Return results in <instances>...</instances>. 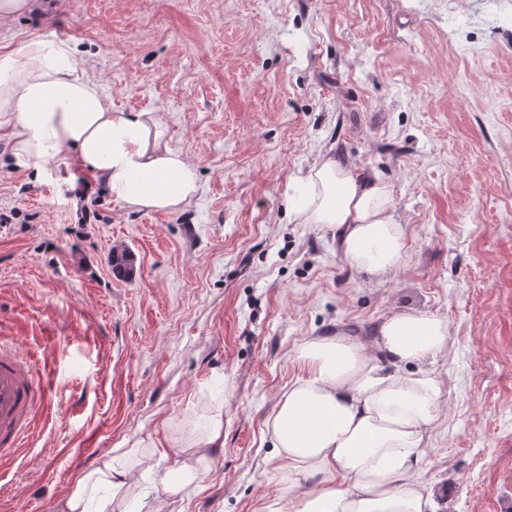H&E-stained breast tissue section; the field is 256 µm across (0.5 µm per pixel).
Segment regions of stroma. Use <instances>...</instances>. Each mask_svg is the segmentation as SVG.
<instances>
[{"label": "stroma", "instance_id": "35a3bbf8", "mask_svg": "<svg viewBox=\"0 0 512 512\" xmlns=\"http://www.w3.org/2000/svg\"><path fill=\"white\" fill-rule=\"evenodd\" d=\"M0 53L44 32L77 50L116 112H157L196 166L182 210L132 211L72 154L33 180L0 167V340L52 387L0 512H56L115 448L224 393V446L180 496L134 477L128 512H296L311 488L264 423L302 373L295 349L374 341L401 310L447 319V407L423 477L433 512H512V24L499 0H32ZM382 176L406 226L400 270H352L339 229L295 223L321 157ZM134 269L113 274V248Z\"/></svg>", "mask_w": 512, "mask_h": 512}]
</instances>
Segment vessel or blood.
Listing matches in <instances>:
<instances>
[{
	"mask_svg": "<svg viewBox=\"0 0 512 512\" xmlns=\"http://www.w3.org/2000/svg\"><path fill=\"white\" fill-rule=\"evenodd\" d=\"M49 384L30 358L0 341V458L22 448L34 415L44 405Z\"/></svg>",
	"mask_w": 512,
	"mask_h": 512,
	"instance_id": "obj_1",
	"label": "vessel or blood"
}]
</instances>
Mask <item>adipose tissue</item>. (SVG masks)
I'll return each mask as SVG.
<instances>
[{
	"mask_svg": "<svg viewBox=\"0 0 512 512\" xmlns=\"http://www.w3.org/2000/svg\"><path fill=\"white\" fill-rule=\"evenodd\" d=\"M0 142L14 167L38 178L73 153L131 210L174 212L199 190L196 167L169 146L157 113L112 111L79 70L73 47L51 32L0 54ZM288 208L297 223L341 229L355 271L383 274L406 263V227L378 174L359 176L322 159L300 179ZM449 342L447 320L413 309L388 317L372 344L314 336L298 348L303 373L265 423L271 446L312 482L298 512H425L421 477L445 405L433 364ZM223 445L224 401L208 394L178 429L174 464L153 441L136 440L86 471L56 512L126 503L139 469L163 468L165 491L179 495L210 470Z\"/></svg>",
	"mask_w": 512,
	"mask_h": 512,
	"instance_id": "adipose-tissue-1",
	"label": "adipose tissue"
}]
</instances>
